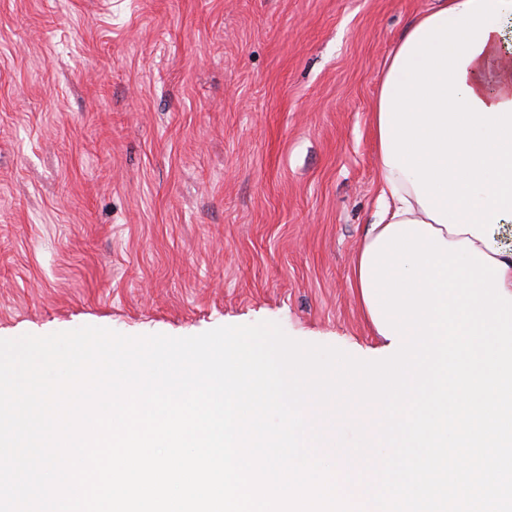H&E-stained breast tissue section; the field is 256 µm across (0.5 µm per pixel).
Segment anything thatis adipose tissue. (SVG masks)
<instances>
[{"label": "adipose tissue", "mask_w": 512, "mask_h": 512, "mask_svg": "<svg viewBox=\"0 0 512 512\" xmlns=\"http://www.w3.org/2000/svg\"><path fill=\"white\" fill-rule=\"evenodd\" d=\"M510 25L512 0H434L392 50L372 110L381 211L353 269L362 309L375 303L366 262L379 235L408 221L505 264L512 294V245L496 233L512 222Z\"/></svg>", "instance_id": "ef3b65f1"}]
</instances>
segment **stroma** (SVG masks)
<instances>
[{
	"label": "stroma",
	"instance_id": "stroma-1",
	"mask_svg": "<svg viewBox=\"0 0 512 512\" xmlns=\"http://www.w3.org/2000/svg\"><path fill=\"white\" fill-rule=\"evenodd\" d=\"M433 0H0V339L278 323L377 359L382 66Z\"/></svg>",
	"mask_w": 512,
	"mask_h": 512
}]
</instances>
